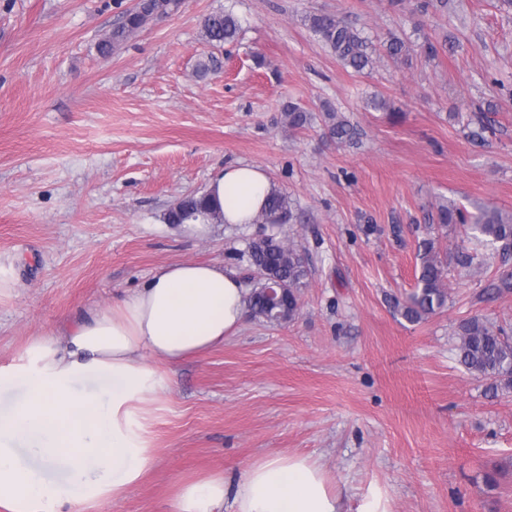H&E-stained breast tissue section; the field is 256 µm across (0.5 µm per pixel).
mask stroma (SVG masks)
Masks as SVG:
<instances>
[{
  "label": "stroma",
  "mask_w": 512,
  "mask_h": 512,
  "mask_svg": "<svg viewBox=\"0 0 512 512\" xmlns=\"http://www.w3.org/2000/svg\"><path fill=\"white\" fill-rule=\"evenodd\" d=\"M137 0H0V366L36 336L62 335L158 268L215 262L245 287L247 246L272 232L303 254L292 322L246 319L223 347L168 374L148 408L156 463L126 495L87 512H169L182 479L266 454L311 456L351 508L512 512V394L460 365L459 323L512 325L504 270L461 225L436 249L448 302L411 324L394 309L416 284L439 205L512 214V7L502 0H181L111 55L97 45ZM232 11L237 40L207 43L203 21ZM345 17L409 56L343 67L305 23ZM447 41L426 60V40ZM311 115L301 129L285 104ZM359 132L339 143L326 108ZM266 170L288 223H169L215 168ZM495 473V482L486 474Z\"/></svg>",
  "instance_id": "obj_1"
}]
</instances>
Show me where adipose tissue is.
<instances>
[{
    "label": "adipose tissue",
    "mask_w": 512,
    "mask_h": 512,
    "mask_svg": "<svg viewBox=\"0 0 512 512\" xmlns=\"http://www.w3.org/2000/svg\"><path fill=\"white\" fill-rule=\"evenodd\" d=\"M270 179L258 166L219 168L205 193L228 224H251ZM249 291L212 263L157 269L140 288L92 309L64 338L28 344L27 366H0V512H85L120 498L155 462L145 408L165 385L158 363L223 346ZM318 461L257 458L233 475L181 482L170 512H343Z\"/></svg>",
    "instance_id": "ef3b65f1"
}]
</instances>
